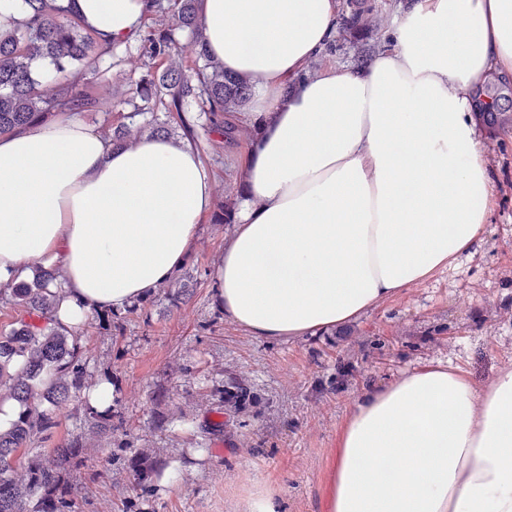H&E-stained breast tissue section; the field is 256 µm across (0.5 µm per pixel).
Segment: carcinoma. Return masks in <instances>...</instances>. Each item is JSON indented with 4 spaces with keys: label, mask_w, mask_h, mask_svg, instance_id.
<instances>
[{
    "label": "carcinoma",
    "mask_w": 512,
    "mask_h": 512,
    "mask_svg": "<svg viewBox=\"0 0 512 512\" xmlns=\"http://www.w3.org/2000/svg\"><path fill=\"white\" fill-rule=\"evenodd\" d=\"M21 6L24 18L0 30V136L47 124L61 112L95 111L99 101L93 85L104 76L102 64L113 60L117 49L81 18L75 0H21ZM146 9L136 38L140 56L150 65L184 53L191 65L169 68L160 76L150 70L142 75L127 100L133 111L120 114L117 123L104 113L103 123L112 126V143H129L123 127L134 122L154 135L166 133L156 112L160 107L177 113L185 138L192 142L201 130L212 137L213 145L234 141L238 128L228 114L248 101L251 89L210 60L197 0H146ZM375 21L371 10L357 7L343 17V29L355 35ZM177 30L188 32L187 43H179ZM190 99L198 107L196 118L184 110ZM234 220L235 203L220 201L212 223ZM53 286H58L56 274L38 269L32 282L0 288V303L20 315L15 327L0 336V399H14L23 407L12 430L0 434V512H72L62 486L81 462V440L58 446L48 457L30 459L24 474L16 476L18 453L48 438L57 425L54 411L79 405L90 432L118 429L112 408L99 411L86 398L101 379L87 372L78 337L50 326L57 297ZM192 292L193 278L187 272L157 289L175 303L188 300ZM93 318L114 329L124 325L119 312H96ZM223 398L225 414L233 418L246 410L254 395L243 377L230 373L225 376ZM38 401L49 409L37 406ZM128 468L139 486L152 471L148 458L139 452L129 458Z\"/></svg>",
    "instance_id": "1"
}]
</instances>
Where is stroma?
Listing matches in <instances>:
<instances>
[{
    "label": "stroma",
    "instance_id": "1",
    "mask_svg": "<svg viewBox=\"0 0 512 512\" xmlns=\"http://www.w3.org/2000/svg\"><path fill=\"white\" fill-rule=\"evenodd\" d=\"M118 53L122 64L94 88L105 112L126 111L131 84L146 71L136 43ZM482 93L508 122L479 131L495 192L483 243L455 268L352 322L351 342L330 332L264 341L219 309L213 286L232 227L204 222L187 260L198 281L189 300L156 302L148 315L130 316L120 335L91 318L79 329L87 369L115 387L121 428L86 433L82 411L71 408L21 459L81 438L85 463L71 478L75 512H231L244 486L267 480L284 512H330L337 435L365 387L434 361L462 367L480 385L512 367V76L489 71ZM248 145L243 135L218 151L200 141L216 199L236 186ZM376 338L383 349L372 348ZM228 372L246 378L261 404L219 429ZM139 449L154 461L144 490L127 469ZM171 469L175 479L162 483Z\"/></svg>",
    "mask_w": 512,
    "mask_h": 512
}]
</instances>
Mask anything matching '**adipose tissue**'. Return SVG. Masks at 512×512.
<instances>
[{"label":"adipose tissue","mask_w":512,"mask_h":512,"mask_svg":"<svg viewBox=\"0 0 512 512\" xmlns=\"http://www.w3.org/2000/svg\"><path fill=\"white\" fill-rule=\"evenodd\" d=\"M122 45L144 0H76ZM208 54L251 88L257 135L216 273L261 340L342 327L453 268L493 195L473 95L512 75V0H411L362 65L305 70L338 0H199ZM214 182L188 140L116 147L67 112L0 136V285L56 269L53 327L146 300L185 263ZM331 512H512V367L487 385L429 363L363 390L337 441Z\"/></svg>","instance_id":"obj_1"}]
</instances>
